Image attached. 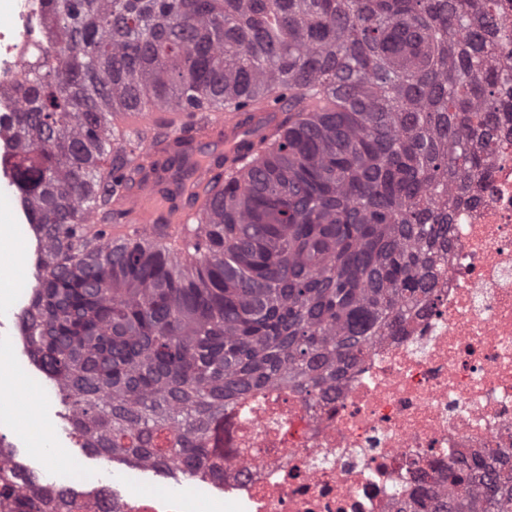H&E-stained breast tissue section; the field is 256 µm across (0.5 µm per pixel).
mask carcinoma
Segmentation results:
<instances>
[{"mask_svg":"<svg viewBox=\"0 0 512 512\" xmlns=\"http://www.w3.org/2000/svg\"><path fill=\"white\" fill-rule=\"evenodd\" d=\"M45 47L12 87L15 186L42 244L28 356L81 447L224 476V414L339 386L435 302L451 213L499 147L512 18L498 0H46ZM284 101L247 156L209 160L192 224L112 237L156 171L115 112L194 117L163 169L197 188L207 110ZM174 129L156 126L167 150ZM0 460V497L71 512ZM406 512H512V464H450Z\"/></svg>","mask_w":512,"mask_h":512,"instance_id":"cac0c4a2","label":"carcinoma"}]
</instances>
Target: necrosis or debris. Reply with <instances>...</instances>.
<instances>
[{"mask_svg":"<svg viewBox=\"0 0 512 512\" xmlns=\"http://www.w3.org/2000/svg\"><path fill=\"white\" fill-rule=\"evenodd\" d=\"M0 129L10 88L44 43L45 0H7ZM433 307L374 343L328 398L270 393L240 407L241 453L213 494L117 499L77 491L78 512H397L443 465L512 456V142L455 207Z\"/></svg>","mask_w":512,"mask_h":512,"instance_id":"1","label":"necrosis or debris"}]
</instances>
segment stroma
Instances as JSON below:
<instances>
[{
    "instance_id": "obj_1",
    "label": "stroma",
    "mask_w": 512,
    "mask_h": 512,
    "mask_svg": "<svg viewBox=\"0 0 512 512\" xmlns=\"http://www.w3.org/2000/svg\"><path fill=\"white\" fill-rule=\"evenodd\" d=\"M21 242L0 241V263L12 264L19 279L34 284L36 274V239L30 229H23ZM16 302H9L0 310V349L9 350L7 370L25 384L37 385V404L43 410L40 419L27 428H19L15 417L21 406L0 400V435L13 448L17 460L37 477H50L58 488H79L90 491L106 486L118 497H129L154 490L186 491L203 487V480L190 476L181 469H140L130 464L111 460L81 447L72 435L68 409L58 396L52 382L32 362L24 351ZM46 434L49 447L39 448L35 438Z\"/></svg>"
}]
</instances>
